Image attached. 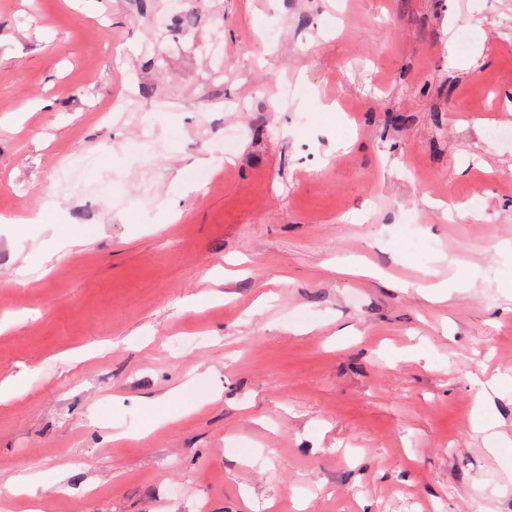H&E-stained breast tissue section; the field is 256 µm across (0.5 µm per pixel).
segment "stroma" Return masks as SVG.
Listing matches in <instances>:
<instances>
[{
    "mask_svg": "<svg viewBox=\"0 0 512 512\" xmlns=\"http://www.w3.org/2000/svg\"><path fill=\"white\" fill-rule=\"evenodd\" d=\"M173 9L0 0V512H512V0Z\"/></svg>",
    "mask_w": 512,
    "mask_h": 512,
    "instance_id": "stroma-1",
    "label": "stroma"
}]
</instances>
